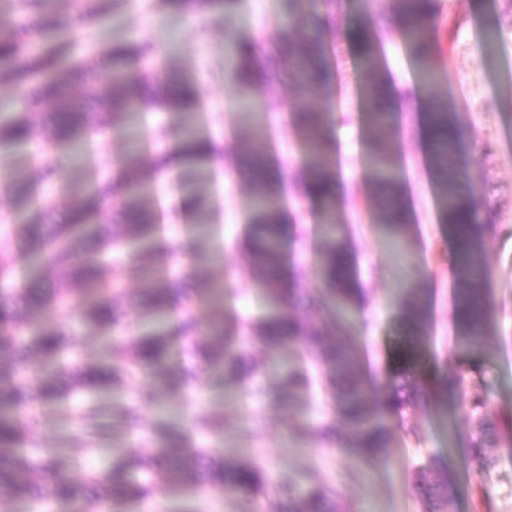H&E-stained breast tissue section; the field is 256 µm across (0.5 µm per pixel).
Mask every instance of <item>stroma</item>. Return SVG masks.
I'll use <instances>...</instances> for the list:
<instances>
[{
    "mask_svg": "<svg viewBox=\"0 0 512 512\" xmlns=\"http://www.w3.org/2000/svg\"><path fill=\"white\" fill-rule=\"evenodd\" d=\"M389 0H350L345 23L327 37L332 51L329 65L337 83L323 91H303L286 79L266 93V115L273 125V158L284 175L289 193L301 191L305 169L299 137L286 112L293 98L306 96L318 111L332 114L335 147L329 155V174L352 171L343 184L337 220L348 230L360 280L369 291L363 313L348 328L362 371L374 381L377 395L394 386L412 387L418 377L462 374L465 388L438 393L435 403L408 404L402 411L384 413L389 433L386 453L355 481L340 475L351 461L318 437L324 423L335 416L321 384L284 402L283 367L299 364L297 353L283 349L275 362H267L261 345L249 340L245 352L264 366L260 380L229 378L218 385L188 356L172 353L169 371L159 376L140 373L125 385L106 387L91 395L102 408L100 434L90 448L72 452L75 470L109 469L118 457L131 452L153 453L162 441L154 430L157 420L187 434H195L196 421L223 415L215 432L195 434L211 451L255 464L269 476L317 475L337 492L339 503L355 512H422L413 491L417 468L436 458L448 473V512H512V25L504 26L493 56L484 50L489 18L512 14V0H439L438 24L442 41L452 51L448 78L430 88L431 96L447 99L464 130L457 149V172L472 188V199L492 212L483 225L481 245L488 269L483 282L492 324L487 336L472 348L456 347L452 340L453 298L462 287L455 266V251L447 224L442 220L439 190L427 166V147L421 135V90L414 63L397 36L384 44L381 67L389 82L404 86L409 98L396 117L399 132L388 147L396 156L398 181L412 219L403 234L407 264H400L375 232V183L364 163L368 130L358 98L359 61L348 31L369 11H381ZM288 14L287 0H238L230 14L207 8L203 0L191 7L171 0H115L94 22L72 30L64 39L47 36L48 47L60 64L93 61L102 51L122 43L149 41L157 49L161 78L193 79L202 89L207 121L201 134L219 145L215 180L192 184L219 216L205 227L180 210V192L170 189L165 177L152 176L147 207L166 214L167 251L159 266L163 277L145 278L138 264L118 268L121 302L126 321L137 334L158 330L159 323L136 303L147 288L161 286L164 278L201 267L206 276L224 281L234 293L224 310L233 321L249 322L280 312L259 286L260 273L240 247L246 233L249 197L238 175L235 144L247 135L251 117L243 109L240 91L232 78L233 43L253 41L266 48L279 38ZM129 148L127 133L108 131L84 146V162L74 165L65 154L54 163L65 171L59 181L41 184L40 194L56 205L57 215L82 198L94 178L111 176L114 164ZM41 140L0 153V225L17 233L29 213L17 207L11 185L28 159L43 155ZM415 289L423 309L421 323L408 329L400 299L404 285ZM414 347L411 364H404L405 347ZM193 369V387L180 381L183 369ZM481 397L497 417L498 444L490 474L466 462L465 443L449 439L446 420L459 430L468 427L466 403ZM447 415H439V405ZM139 411L137 425L123 419L126 410ZM264 500L209 490L187 491L174 477L156 481L152 491L134 503L131 512H259Z\"/></svg>",
    "mask_w": 512,
    "mask_h": 512,
    "instance_id": "1",
    "label": "stroma"
}]
</instances>
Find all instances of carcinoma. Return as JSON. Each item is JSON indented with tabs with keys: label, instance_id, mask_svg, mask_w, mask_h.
<instances>
[{
	"label": "carcinoma",
	"instance_id": "cac0c4a2",
	"mask_svg": "<svg viewBox=\"0 0 512 512\" xmlns=\"http://www.w3.org/2000/svg\"><path fill=\"white\" fill-rule=\"evenodd\" d=\"M12 7L27 12L30 24L16 25L6 13L0 14V81L23 82L41 73L47 78L30 86L26 112L0 125V148H10L31 141L37 134L52 148L73 144L103 133L129 116L132 111H160L178 116L183 135L175 158L181 166L178 179L193 183L207 176L216 161L212 138L197 132L202 91L191 79L162 81L142 63L154 56L150 43L132 48L114 46L104 52L93 66L62 68L53 53L31 56L26 44L43 30L68 32L75 25L102 13L105 0H72L69 13L49 10L46 0H15ZM437 0H395L391 7L392 26L411 53L421 88L426 89L447 77L440 57L439 33L434 23ZM289 24L274 47L261 53L255 62V48L249 40L234 43L237 66L233 79L256 114L264 112L254 95L284 78L294 79L303 88L319 89L329 80L328 45L320 27L311 25L301 0H288ZM361 69L367 80L360 87V98L369 133L367 161L375 175L378 210L376 229L385 239L397 240L408 224L402 212L401 192L393 190L395 157L388 150L392 138L395 110L388 101L389 83L381 74L382 41L372 16L351 31ZM112 71V82L97 96L88 87L97 78V70ZM292 125L301 140V159L306 170L303 197L318 208V223L325 227L327 240L316 258L319 288L314 292L302 287L308 270L297 266L292 272V286L281 279L283 224L290 204L283 184L265 171L275 167L267 141L254 133L242 138L236 147L241 177L248 184L250 213L247 224V252L261 270V288L273 302L319 303L336 312L334 338L320 328L288 312L269 315L248 326V335L256 336L271 354L281 348L297 350L317 365L323 374L328 402L343 423L344 432L325 426L324 440L336 446L361 467L375 463L387 448V433L378 421L382 410L375 401L372 384L358 365L356 349L345 332L346 324L361 308L362 289L357 287L352 254L343 238L336 236L338 208L336 179L325 174V163L333 145L328 116L313 109L298 97L289 104ZM423 121L430 124L428 165L439 186L445 222L451 225L458 243V263L466 287L456 290L453 303L454 342L469 347L480 341L489 324L484 290L480 285L485 260L480 247L479 228L474 223L476 205L460 191L455 177L456 149L463 129L450 112L448 100L424 99ZM119 177L115 184H93L86 188L82 202L71 209L63 224L52 220L55 205L40 197L36 183L62 179L56 166L43 163L36 177L19 191L18 205L31 211V221L22 225L14 240L0 244V283L16 281L19 257L35 258L48 273L65 271L64 286L31 288L20 286L0 290V355L9 364L0 368V492L36 503L44 512H72L81 503L84 512H116L128 502L146 496L154 482L165 475L181 478L220 493L263 498L267 512H349L336 499L328 485L307 479L302 485L287 475L270 479L260 469L222 454L202 453L190 447L187 436L168 432L171 448L153 455L134 454L101 473L89 471L80 477L70 473L64 448H31L25 422L32 421L33 406L45 407L62 402L77 393H93L108 386L127 383L136 372L148 373L162 368L171 347L167 333L140 334L130 343L115 339L112 343L114 366L86 363L71 353L74 327L62 324L45 327L29 338L24 333L30 316L38 309L79 304L83 307L82 325L101 333L127 331L119 302L115 299L114 274L102 256L117 252L126 240L144 244L132 260L144 270L157 260L162 246V214L147 208L143 199L148 182L141 167L132 160L116 162ZM184 207L196 217V224H206L204 199L188 195ZM113 213L118 228L101 223L103 210ZM189 276L199 280V299L209 302L212 322L203 329L190 310L183 312L177 327L178 338L210 372L216 384L226 376H238L250 369L242 351V336L228 325L224 282L200 277L198 268ZM171 282L152 288L139 297L140 303L155 311L166 312L174 294L185 302L194 296ZM404 318L414 327L421 320L416 298L408 295L402 302ZM35 371L39 377L36 392H30L22 375ZM312 384L306 368L286 371L288 393L307 390ZM96 407L88 404L77 413L81 422L75 440L86 447L96 436ZM472 426L468 433L467 462L481 472L493 466L492 435L494 414L485 401L475 397L469 402ZM447 474L431 459L417 472L416 495L424 502V512H447Z\"/></svg>",
	"mask_w": 512,
	"mask_h": 512
}]
</instances>
